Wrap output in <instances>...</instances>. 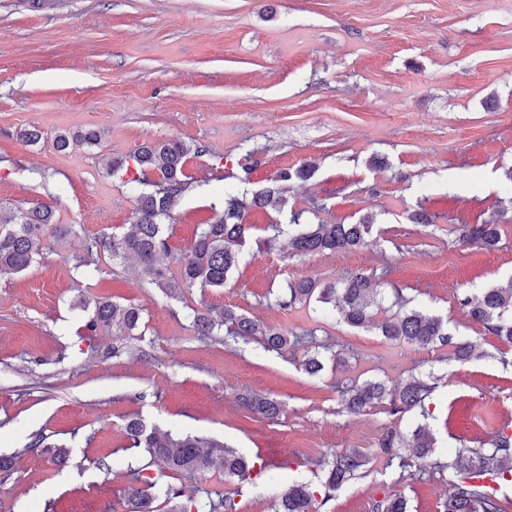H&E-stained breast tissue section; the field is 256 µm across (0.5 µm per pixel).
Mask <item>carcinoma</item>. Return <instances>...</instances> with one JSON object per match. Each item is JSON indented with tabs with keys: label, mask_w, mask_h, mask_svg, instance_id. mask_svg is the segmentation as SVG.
I'll use <instances>...</instances> for the list:
<instances>
[{
	"label": "carcinoma",
	"mask_w": 512,
	"mask_h": 512,
	"mask_svg": "<svg viewBox=\"0 0 512 512\" xmlns=\"http://www.w3.org/2000/svg\"><path fill=\"white\" fill-rule=\"evenodd\" d=\"M103 132L88 128L76 132H61L54 139L58 151H66L72 144L95 147L101 144ZM200 148L181 140H157L139 146L127 156L115 158L106 173L123 172L125 183L140 190L131 231L123 235H101L85 246L75 268L89 266L95 257L108 253L112 259L135 257L141 275L147 283L172 295L182 288L196 284L222 288L229 274L239 263L242 250L252 235L254 226L247 223L248 213L256 208L282 213L288 205V182L303 179L308 171L282 170L271 183L254 192L246 189L226 193L220 205L212 206L214 216L198 227L191 245L176 259L171 269V249L164 226L173 220V209L190 189V176L186 173L189 159ZM327 210L319 201L301 211H293L288 223L268 225L273 235L267 244L287 242L288 252L309 254H335L367 245L376 231L373 215L364 216L357 224H303L301 217L307 212L314 216ZM54 224L53 210L36 204L25 210H5L0 207V276L26 271L47 250L46 230ZM499 224H462L456 232L462 240L484 249L496 247L501 239ZM387 280L375 274L352 273L335 284L322 285L311 278L285 280L278 286L275 304L290 307L297 303L315 301L340 314L341 320L353 328H372L389 341L405 343L418 348L449 347L450 357L460 365L480 356L470 341L457 339L448 328V322L435 314L424 313L410 306V301L394 293V300L385 305L388 294ZM461 305L468 316L485 332L512 344V282L505 287L485 289L478 296L465 297ZM193 328L203 342L221 333L244 341L254 340L268 351H280L288 346H300L304 338L288 335L278 328L269 327L243 313L226 308L216 315L193 312ZM141 324L140 309L109 300L95 302L92 317L86 328L94 332L99 328L117 334L130 335ZM438 377L425 378L410 375L390 387L382 379H367L340 390V402L350 415H360L366 409L388 404L391 413H406L420 409L427 417L425 400L429 398ZM259 415L275 418L280 404L266 397L251 401ZM124 437L132 448H144L150 456L148 463L129 469L130 481L126 489L132 512H156L155 489L159 477L165 472L203 473L220 459L224 477L240 482L251 478L255 464L224 444L195 435L174 436L149 427L138 418L126 420ZM435 438L427 423L420 422L408 434L389 427L379 440L380 453L387 465L399 470L400 477L413 476L427 469L443 471L453 469L456 477L451 482L444 512H506L496 492L477 486L468 480L472 471H490L501 483H512V435L500 433L488 442V447L456 449L455 460L443 463L432 459ZM401 448H410L404 455ZM366 465L358 452H337L325 472L322 487L330 491L357 475ZM157 470V476L151 470ZM165 501L170 512H239L235 497L217 494V499L186 497L180 489L165 486ZM186 498L179 503L177 499ZM318 496L311 485L296 483L278 494L273 512H317ZM373 512H408V501L400 494H384L375 501Z\"/></svg>",
	"instance_id": "1"
}]
</instances>
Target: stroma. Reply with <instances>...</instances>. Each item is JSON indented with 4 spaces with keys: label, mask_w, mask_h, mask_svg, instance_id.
Listing matches in <instances>:
<instances>
[{
    "label": "stroma",
    "mask_w": 512,
    "mask_h": 512,
    "mask_svg": "<svg viewBox=\"0 0 512 512\" xmlns=\"http://www.w3.org/2000/svg\"><path fill=\"white\" fill-rule=\"evenodd\" d=\"M41 131L29 145L19 130ZM96 127L100 146L59 152L55 135ZM199 146L190 190L168 228L173 253L237 188L218 157L249 161L255 187L279 171L314 164L288 185V207L325 200L322 218L355 224L373 214L369 246L296 256L264 244L272 212H250L252 243L221 288L171 297L135 260L75 268L85 242L129 230L136 194L107 175L109 161L142 143ZM49 206L67 236L28 270L0 277V512H129V466L148 462L123 425L139 416L172 434L230 445L271 464L255 484L205 473H170L161 484L203 498L238 492L240 512H272L289 484H318L332 450L367 464L331 492L319 512H373L386 493L410 512H443L453 471L399 478L378 452L388 427L409 430L418 412L386 406L354 417L338 386L377 377L397 383L428 372L435 457L479 446L512 426V344L472 322L459 301L512 279V0H0V204ZM430 221L416 223V213ZM500 224L498 246L459 240L460 224ZM386 273L389 288L447 319L481 358L460 365L447 348L389 342L317 305L282 310L270 293L284 280L335 282ZM142 311L137 334L89 332L94 303ZM231 308L274 328L314 331L333 354L321 375L302 351L264 350L229 336L200 343L190 309ZM281 403L279 417L249 399ZM43 435L47 452L25 447ZM70 459L57 464L52 447Z\"/></svg>",
    "instance_id": "35a3bbf8"
}]
</instances>
